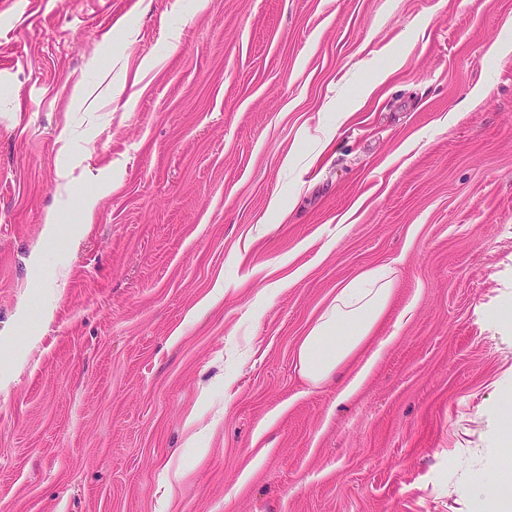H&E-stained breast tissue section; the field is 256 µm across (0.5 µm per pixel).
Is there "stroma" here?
Segmentation results:
<instances>
[{
    "label": "stroma",
    "instance_id": "35a3bbf8",
    "mask_svg": "<svg viewBox=\"0 0 512 512\" xmlns=\"http://www.w3.org/2000/svg\"><path fill=\"white\" fill-rule=\"evenodd\" d=\"M506 37L512 0H0V512H477L512 456ZM384 265L344 400L297 348Z\"/></svg>",
    "mask_w": 512,
    "mask_h": 512
}]
</instances>
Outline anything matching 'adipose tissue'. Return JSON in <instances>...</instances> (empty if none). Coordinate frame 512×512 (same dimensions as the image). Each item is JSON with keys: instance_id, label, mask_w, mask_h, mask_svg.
Masks as SVG:
<instances>
[{"instance_id": "obj_1", "label": "adipose tissue", "mask_w": 512, "mask_h": 512, "mask_svg": "<svg viewBox=\"0 0 512 512\" xmlns=\"http://www.w3.org/2000/svg\"><path fill=\"white\" fill-rule=\"evenodd\" d=\"M393 292L394 279L387 267L370 270L340 288L298 345L304 376L319 383L347 366L369 341Z\"/></svg>"}]
</instances>
